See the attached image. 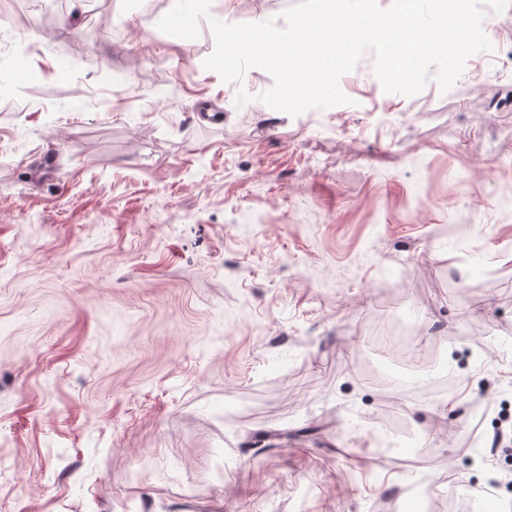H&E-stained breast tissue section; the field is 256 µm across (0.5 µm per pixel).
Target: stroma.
<instances>
[{"mask_svg":"<svg viewBox=\"0 0 512 512\" xmlns=\"http://www.w3.org/2000/svg\"><path fill=\"white\" fill-rule=\"evenodd\" d=\"M174 3L0 0V512H421L419 478L477 512L470 447L512 412V12L449 91L386 93L368 52L292 116L204 68L208 23L161 32ZM407 354L451 387L372 383Z\"/></svg>","mask_w":512,"mask_h":512,"instance_id":"35a3bbf8","label":"stroma"}]
</instances>
